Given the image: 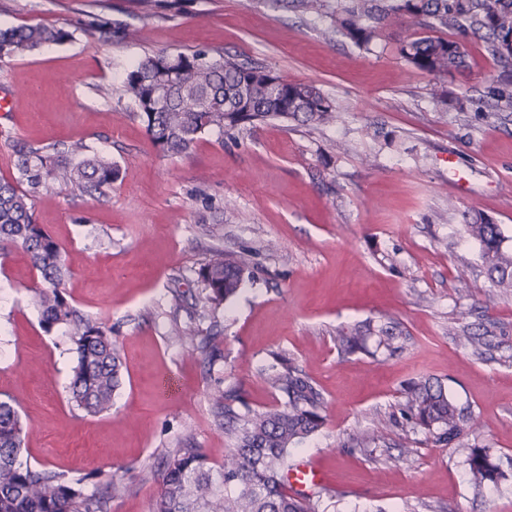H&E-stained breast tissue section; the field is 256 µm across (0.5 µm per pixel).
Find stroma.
<instances>
[{
	"mask_svg": "<svg viewBox=\"0 0 512 512\" xmlns=\"http://www.w3.org/2000/svg\"><path fill=\"white\" fill-rule=\"evenodd\" d=\"M159 2L143 18L128 0H0V29L70 34L0 59V95L11 99L0 178L14 173L17 142H80L119 169L107 196L58 188L34 199L37 224L64 250L67 299L119 344L123 384L109 413L71 402L69 338L43 331L27 254L0 255V399L27 426L20 461L84 479L89 492L121 480L110 512H153L173 452L200 448L218 465L231 448L212 422L215 392L238 393L255 412L278 406L280 353L326 399L320 433L293 450L294 462L321 470L324 512H512V492L474 489L465 463L485 446L512 468V293L493 288L463 230L466 216L488 217L512 247V114L492 121L477 110L496 68L475 49L467 69L437 80L395 52L405 29L366 51L285 0H180L177 11ZM118 26L139 35L114 37ZM195 50L313 83L341 119L214 130L189 152H159L123 80L156 52ZM436 87L450 98H434ZM217 244L249 252L255 280L210 319L191 280ZM214 322L222 358L212 365L171 334ZM370 323L391 324L399 351L372 340L338 350L337 334ZM472 333L482 353L466 343ZM420 381L464 410L451 444L390 421ZM360 430L375 431L369 447H351Z\"/></svg>",
	"mask_w": 512,
	"mask_h": 512,
	"instance_id": "1",
	"label": "stroma"
}]
</instances>
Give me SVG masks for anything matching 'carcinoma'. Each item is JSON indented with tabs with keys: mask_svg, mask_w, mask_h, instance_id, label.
Returning a JSON list of instances; mask_svg holds the SVG:
<instances>
[{
	"mask_svg": "<svg viewBox=\"0 0 512 512\" xmlns=\"http://www.w3.org/2000/svg\"><path fill=\"white\" fill-rule=\"evenodd\" d=\"M309 13L324 15L336 33L361 49L386 32L405 25L412 35L398 52L413 69L444 77L468 67L470 48L477 46L498 68L499 75L478 99L487 119L512 112V0H298ZM69 33L42 24L0 30V58L33 52L48 43H61ZM123 95L146 123L153 146L162 152L183 153L212 130H232L245 123L269 119L327 125L340 119L334 103L314 85L289 82L258 62L230 56L211 59L200 51L155 53L130 70ZM75 143L63 154L52 144H28L13 150L16 176L0 178V250L23 249L38 281L31 288L41 324L49 333L64 326L76 365L70 385L71 401L89 415L112 409L122 384L123 364L112 331L70 302L63 293L68 268L62 246L39 224L33 199L42 191L65 187L87 194L107 195L118 178L112 160L85 155ZM466 235L478 243L493 287L512 293V249L502 247L501 226L476 218L464 224ZM246 254L213 248L198 270L210 312L234 297L245 282ZM174 336L189 352L214 363L221 358L218 332L201 336L176 326ZM392 348L395 337L382 326L362 333L336 336L343 352L366 347L367 336ZM272 386L280 406L237 413L232 396L212 398V416L233 448L224 463L212 465L198 448H181L167 459L162 489L154 512H320L322 492L294 493L286 474L291 450L322 428L326 401L321 389L286 357ZM401 418L436 444H449L462 431L463 415L440 385L415 383L404 392ZM24 426L9 400H0V512H108V504L126 492L111 480L102 491L85 492L82 480L65 481L54 471L33 470L19 460ZM470 482L476 489L499 487L508 475L491 449L475 447L467 457Z\"/></svg>",
	"mask_w": 512,
	"mask_h": 512,
	"instance_id": "obj_1",
	"label": "carcinoma"
}]
</instances>
